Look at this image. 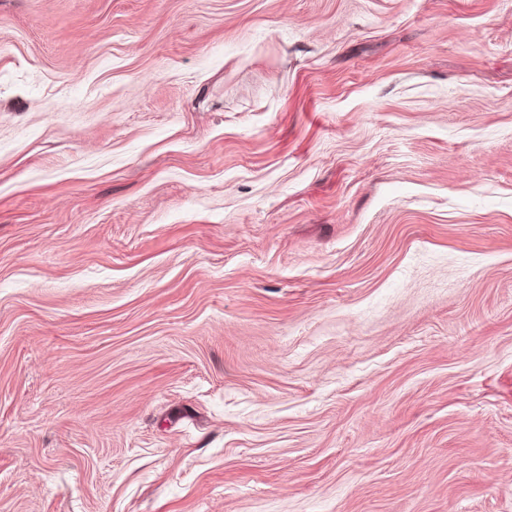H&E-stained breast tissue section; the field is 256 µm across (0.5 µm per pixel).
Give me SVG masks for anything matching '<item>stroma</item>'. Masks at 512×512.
<instances>
[{
  "label": "stroma",
  "instance_id": "obj_1",
  "mask_svg": "<svg viewBox=\"0 0 512 512\" xmlns=\"http://www.w3.org/2000/svg\"><path fill=\"white\" fill-rule=\"evenodd\" d=\"M0 512H512V0H0Z\"/></svg>",
  "mask_w": 512,
  "mask_h": 512
}]
</instances>
